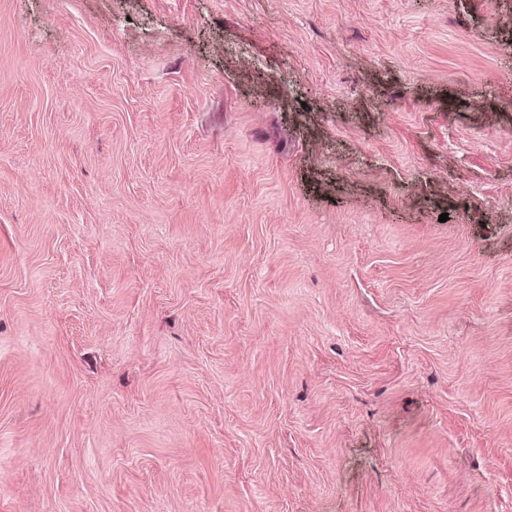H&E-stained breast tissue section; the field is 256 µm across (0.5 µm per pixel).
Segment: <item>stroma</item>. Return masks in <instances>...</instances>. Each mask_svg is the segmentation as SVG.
<instances>
[{"mask_svg": "<svg viewBox=\"0 0 512 512\" xmlns=\"http://www.w3.org/2000/svg\"><path fill=\"white\" fill-rule=\"evenodd\" d=\"M0 512H512V0H0Z\"/></svg>", "mask_w": 512, "mask_h": 512, "instance_id": "1", "label": "stroma"}]
</instances>
